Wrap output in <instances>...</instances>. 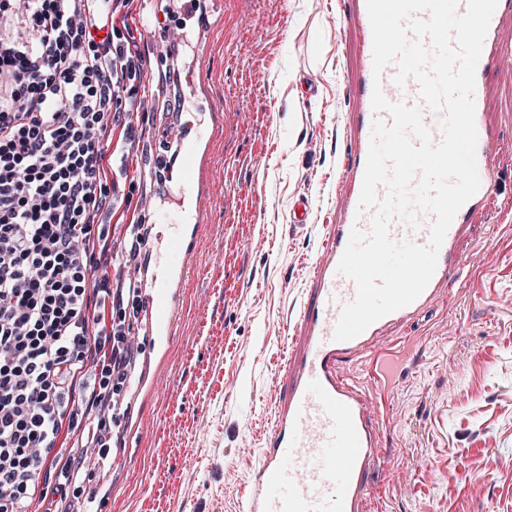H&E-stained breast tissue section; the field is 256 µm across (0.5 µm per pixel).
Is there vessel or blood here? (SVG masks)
I'll return each instance as SVG.
<instances>
[{
	"instance_id": "1",
	"label": "vessel or blood",
	"mask_w": 512,
	"mask_h": 512,
	"mask_svg": "<svg viewBox=\"0 0 512 512\" xmlns=\"http://www.w3.org/2000/svg\"><path fill=\"white\" fill-rule=\"evenodd\" d=\"M512 20V0H498L475 73L476 150L478 191L461 207L438 254L434 275L410 304L382 317L357 337L338 341L335 326L343 305L356 295L354 283L338 272V264L352 228L369 231L372 211H360L359 199L377 114L372 106L374 87L392 102L420 105L415 80L396 85V65L381 76L373 74V35L366 0H356L355 21L361 36L362 66L354 87L360 103L353 152L343 164L338 195L340 219L331 225L314 269L315 295L300 315L302 349L285 363L290 377L288 397L280 405L254 470L242 475L245 495L242 512H366L371 494L370 473L392 462V451L380 432L393 379L395 345L386 343L389 331L413 322L444 300L464 265L459 243L466 235L467 218L490 195L497 161L496 136L486 119V76L512 63L496 36ZM155 223L173 226L164 245V279L147 281L148 317L160 343H168L179 313V289L192 269L190 245L197 233L193 224L180 223L176 213L157 211ZM434 217L424 213L418 227L394 221L396 241L427 244Z\"/></svg>"
}]
</instances>
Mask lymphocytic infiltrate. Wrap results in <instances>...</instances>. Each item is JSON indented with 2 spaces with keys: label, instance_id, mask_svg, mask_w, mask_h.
<instances>
[{
  "label": "lymphocytic infiltrate",
  "instance_id": "1",
  "mask_svg": "<svg viewBox=\"0 0 512 512\" xmlns=\"http://www.w3.org/2000/svg\"><path fill=\"white\" fill-rule=\"evenodd\" d=\"M133 2L0 0V512L42 471L66 495L84 461L65 440L125 385L137 305L94 245L118 205L105 156L138 136L122 94L141 67L114 38ZM92 355L108 380H84Z\"/></svg>",
  "mask_w": 512,
  "mask_h": 512
}]
</instances>
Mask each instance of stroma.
Returning <instances> with one entry per match:
<instances>
[{
	"label": "stroma",
	"mask_w": 512,
	"mask_h": 512,
	"mask_svg": "<svg viewBox=\"0 0 512 512\" xmlns=\"http://www.w3.org/2000/svg\"><path fill=\"white\" fill-rule=\"evenodd\" d=\"M203 2L184 16L147 0L115 18L144 62L133 109L149 115L121 185L133 202L169 209L203 192L196 265L164 355L138 315L111 441L67 496L40 475L35 512H240L239 476L288 394L284 361L300 346L298 317L354 139L355 0ZM179 24L188 59L176 68L160 34ZM485 112L507 163L461 242L467 274L406 335L402 352L422 367L388 395L380 429L394 459L372 476L369 512H512V67L489 72ZM201 122L212 138L193 185L155 173L159 128ZM301 197L312 210L298 225ZM133 221L150 227L141 263L155 273L170 229L141 207L121 209L110 237Z\"/></svg>",
	"instance_id": "1"
}]
</instances>
